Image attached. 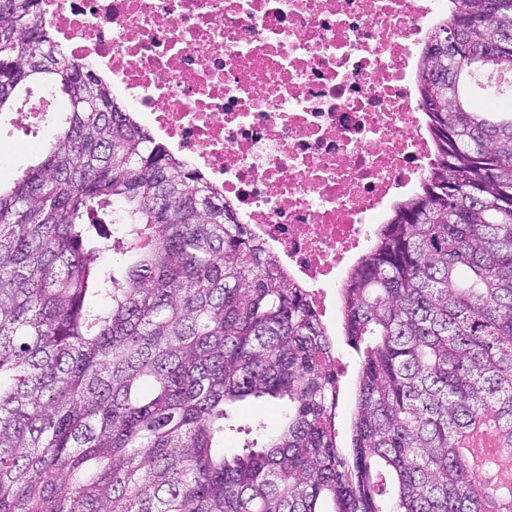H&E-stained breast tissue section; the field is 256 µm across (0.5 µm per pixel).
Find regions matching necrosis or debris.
<instances>
[{
    "mask_svg": "<svg viewBox=\"0 0 512 512\" xmlns=\"http://www.w3.org/2000/svg\"><path fill=\"white\" fill-rule=\"evenodd\" d=\"M448 0H42L98 74L326 313L435 161L414 70Z\"/></svg>",
    "mask_w": 512,
    "mask_h": 512,
    "instance_id": "obj_1",
    "label": "necrosis or debris"
}]
</instances>
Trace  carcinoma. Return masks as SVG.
Listing matches in <instances>:
<instances>
[{
    "label": "carcinoma",
    "mask_w": 512,
    "mask_h": 512,
    "mask_svg": "<svg viewBox=\"0 0 512 512\" xmlns=\"http://www.w3.org/2000/svg\"><path fill=\"white\" fill-rule=\"evenodd\" d=\"M451 3L416 72L433 175L340 288L359 360L342 447L306 291L65 55L39 0H0V113L34 81L67 100L0 182V512H512L461 447L489 418L512 449V102L474 86L512 68V0ZM113 253L135 260L117 275ZM248 397L286 420L227 456Z\"/></svg>",
    "instance_id": "cac0c4a2"
}]
</instances>
